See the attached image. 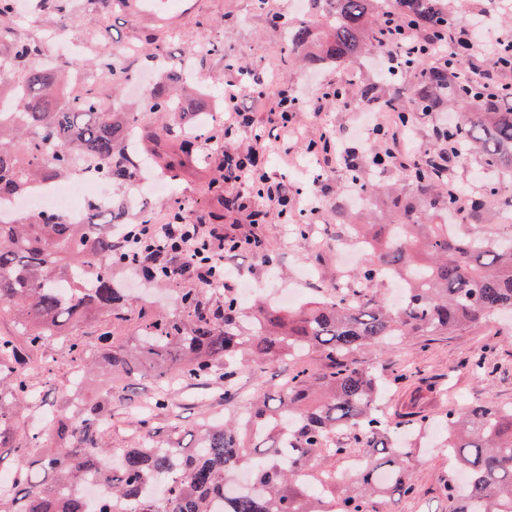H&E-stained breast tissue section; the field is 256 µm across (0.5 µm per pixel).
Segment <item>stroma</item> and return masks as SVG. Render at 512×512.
Returning <instances> with one entry per match:
<instances>
[{
    "instance_id": "obj_1",
    "label": "stroma",
    "mask_w": 512,
    "mask_h": 512,
    "mask_svg": "<svg viewBox=\"0 0 512 512\" xmlns=\"http://www.w3.org/2000/svg\"><path fill=\"white\" fill-rule=\"evenodd\" d=\"M14 36L35 37L43 41L45 54H53L62 43L82 45L79 60L58 58L56 65L67 76H79L85 89L93 91L107 107L119 112L144 115V99L131 84L114 88L98 77L97 61L124 46H142L154 39L160 53L183 55L199 37L223 44L224 51L208 55L195 64L194 88L206 93L205 108L216 119H223L214 94L219 88L241 79L242 69L264 74L276 87L286 88L298 101L288 132L271 146L266 157L270 177L284 180L295 193L293 221L312 227L309 237L287 229L277 214H270L262 230L261 254H238L235 265L255 290L250 301L243 303L244 317H251L255 306H272L269 274L280 283L302 289L305 300L336 295L340 284L354 281L355 269L336 264V245L345 242L357 224H389L398 213L394 199L382 194L371 195L359 207L351 206L348 195L353 188L344 165L335 155L309 152L310 141L325 131H337L351 151L350 159L362 170H369L370 158L390 142V134H360L356 107H341L325 99V92L336 85L357 93L364 83L384 85L379 68L372 59L379 49L359 56L343 65L326 62L319 67L289 65V49L282 31L271 25L268 15L256 11L253 0H148L140 10L118 5L99 8L87 0H54L43 10H29L12 24ZM444 110L412 113L408 124L405 149L415 154L433 147L437 129L446 126ZM251 133L241 128L223 145H208L204 151L210 158L205 168L170 185L166 195L152 199L145 210H132L126 215L130 224L149 217L167 220L177 199L203 198L209 181L218 177L219 158L225 149H245ZM512 198V186L501 188L491 204L486 205L483 221L463 223L461 216L453 222L458 234L487 237H512V226L498 223L506 199ZM319 213H311V205ZM112 278L130 295L144 297L153 307L180 311L181 296L194 287L192 278L178 276L159 282L137 281L123 266L112 268ZM111 331L116 339L132 340L135 320L123 323L89 320L76 324L68 338L43 346L33 354L29 380L41 392L46 407L67 406L79 413L85 402L99 397L104 390L112 392V445L127 447L129 430L137 423L134 404L150 393L145 384L109 374L87 376L74 401H63L71 370L68 348L71 342H96L103 331ZM357 360L379 374L389 376L400 366L412 363L418 369L415 378L388 385L381 408L389 421L408 423L419 415L429 417L431 424L412 440L410 478L416 491L410 496L394 498L389 512H448L444 490L454 468L445 447L440 428L448 410L468 401L492 398L502 406H512V314L490 318L482 325L437 336H411L396 344H376L357 352ZM485 359L488 370L475 377L469 365L473 359ZM326 362L319 350H309L298 361L273 362L260 377L243 376L236 400L221 396L219 382L201 386L179 383L168 390L173 399L170 414H157L150 422L156 430V445H166L169 433L191 442L197 426L207 420L236 415L257 392L271 390L281 380L299 369L322 372Z\"/></svg>"
}]
</instances>
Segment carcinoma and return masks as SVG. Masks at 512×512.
<instances>
[{
  "label": "carcinoma",
  "mask_w": 512,
  "mask_h": 512,
  "mask_svg": "<svg viewBox=\"0 0 512 512\" xmlns=\"http://www.w3.org/2000/svg\"><path fill=\"white\" fill-rule=\"evenodd\" d=\"M307 2L303 16L274 24L291 51L305 52L312 66L359 57L373 40L377 13L430 30L448 24V0ZM511 41L504 39L491 54V68L512 71ZM40 53L39 44L14 38L0 63V81L17 75L12 81L16 111H0V201L87 168L110 185L125 186L143 164L127 141L148 145L161 162L160 173L178 181L194 159L190 144L224 138V126L203 116L193 140L171 144V121L203 112L195 97L173 92L172 82L182 75L179 60L168 61L171 77L150 88L144 119L114 112L93 94L59 104L57 71L30 63ZM98 66L114 84L132 78L122 58ZM454 67L450 59L434 69L420 68L414 87L389 89L384 96L375 84L358 92V103L381 100L404 119L411 110L431 112L445 102L459 110L458 120L439 131L430 160L406 166L417 195L401 201L400 222L384 224L374 234L372 262L358 274L364 282L388 273L405 276L408 295L402 307L392 309L373 295L352 300L341 294L296 309L259 308L246 332L236 296L227 293L224 304L213 305L210 289L193 288L177 314L139 309L131 343H116L105 332L95 344L69 345L74 369L101 366L151 380L157 391L138 406L145 417L168 408L164 388L181 380L207 384L220 369L224 399L232 400L243 371L261 375L273 360L320 350L327 362L321 374L298 371L247 404L239 415L251 425L246 440L227 421L199 427L191 448L177 440L160 447L144 419L134 445L113 448L103 424L110 414L108 392L76 417L59 409L46 412L42 428L18 442L15 413L37 398L28 383L29 352L55 341L71 321H124L136 300L112 284L118 236L102 222L106 212L113 222L125 216L120 197L112 198L107 211L88 204L77 221L53 211L0 221V311L13 313L18 335L25 338L21 345L18 335H0V448L36 457L35 464L14 471L9 486H0V512H382L394 497L412 495L410 449L401 440L421 430L427 419L421 416L408 427L380 414L388 379L361 365L354 353L406 336L477 326L512 311V241L467 239L448 233L446 224L426 223L431 214L457 206L454 197L440 192L448 180L435 175L444 143L457 165L464 167L476 156L488 174L480 195L468 204V223H481L485 198L497 183L512 184V92L458 78ZM447 422L448 447L469 476L465 488L446 493L449 512H512V407L487 399L448 412ZM344 432L352 434L354 444L340 439ZM260 448L265 462L251 473L260 492L226 498L228 475ZM358 449L365 451L368 466L336 477V461ZM308 465L309 480L301 482L296 472ZM382 473L390 477L386 485L379 484ZM90 476L109 492L99 511L83 492ZM163 476L169 484L158 503L144 490Z\"/></svg>",
  "instance_id": "obj_1"
}]
</instances>
